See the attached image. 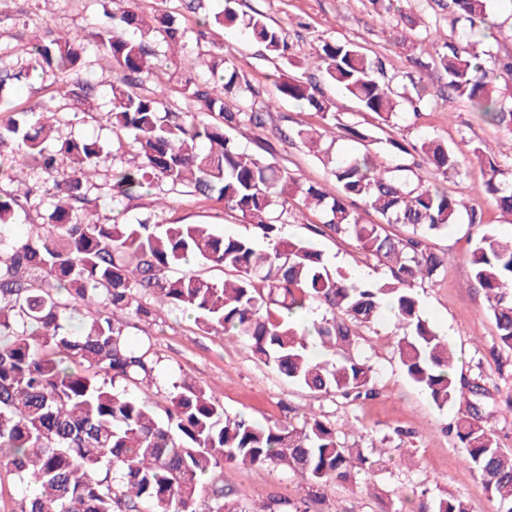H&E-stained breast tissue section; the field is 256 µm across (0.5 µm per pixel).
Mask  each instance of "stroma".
<instances>
[{
  "instance_id": "1",
  "label": "stroma",
  "mask_w": 512,
  "mask_h": 512,
  "mask_svg": "<svg viewBox=\"0 0 512 512\" xmlns=\"http://www.w3.org/2000/svg\"><path fill=\"white\" fill-rule=\"evenodd\" d=\"M232 6L244 14L262 13L282 27L295 45L297 58L309 57L322 40H348L381 55L388 71L397 74L402 84L422 79L436 93L432 106L419 116L405 117L392 129V136L412 142L434 136L463 155L480 143L496 150L512 149L511 131L484 124L465 103L438 95L436 75L420 73L413 63L419 49L409 41L398 44V32L380 22L368 0H233ZM101 11V0H0V50L11 61L25 57L26 44L20 34L26 28L48 26L79 32L80 42L93 60L89 76L98 86L96 109L79 115L64 112L57 129L63 137L98 140L105 149L100 167L107 171L112 167L114 135L102 108L114 73L97 57V18ZM215 40L225 55L236 58L259 100L274 94L273 82L287 71L286 63L263 56L235 29L218 30ZM301 125L319 129L323 122L299 104L284 101L269 113L264 127H241L236 139L254 154L271 150L278 165L301 180H329V169L322 161L301 144L279 138V131ZM482 180L476 165L449 177L448 191L480 206L484 223L452 224L431 237V247L447 255L448 263L418 293L425 316L453 347L459 373L481 380L485 389L481 424L492 430L501 448L512 452V408L504 403L512 396V350L500 344L495 323L485 310V294L466 261L484 227L511 237L512 224L503 221L495 205L481 195ZM157 197L153 189L116 207L104 196L90 203L89 216L101 223L115 218L134 223L147 218L155 224H209L215 231L231 235L254 232L216 199L171 193L161 206ZM318 221V215L307 213L304 218L289 220L284 233L290 238L312 239L331 266L378 281L386 278V269L365 257L356 241L328 233L312 235L310 227ZM155 310L152 324L131 320L128 334L136 342L150 338L160 377L156 386L148 389L128 386L130 396L163 407L174 381L185 378L202 382L223 403L228 415H242L260 424L298 425L305 416L315 414L335 425L346 446L363 449L375 461L370 480L331 487L324 499L313 505L312 512H379L384 505L389 512H423L431 500L450 495L463 498L470 512H497V504L482 480L466 465L460 443L448 432L449 423L460 414L459 405L437 407L407 379L396 354L389 318H380L363 330L356 348L357 355L373 366L379 394L352 400L289 383L254 357L243 338L208 331L195 323L190 312L160 303ZM224 484L244 491L248 503L259 505L280 498L305 500L310 492L300 475L267 465L227 466Z\"/></svg>"
}]
</instances>
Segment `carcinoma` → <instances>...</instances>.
<instances>
[{"mask_svg":"<svg viewBox=\"0 0 512 512\" xmlns=\"http://www.w3.org/2000/svg\"><path fill=\"white\" fill-rule=\"evenodd\" d=\"M370 2L383 23L416 30L417 19L401 0ZM493 2L426 0L452 16L453 26L439 39L428 29L417 33L427 59L413 63L442 73L448 96L467 103L486 123L511 130L512 53L500 55L488 42L504 26ZM103 16L98 58L116 72L105 120L116 137L112 153L118 163L101 184L93 182L103 152L98 141L62 138L42 121L43 113L18 112L13 102L16 83L50 71L61 99L91 104L97 89L84 78L91 61L77 38L45 28L28 39L27 58L13 65L0 58V112L19 115L0 124V148L11 146L0 175L11 182L33 168L44 175L41 186L29 185L21 196L0 193V230L13 223L22 205L46 207L44 222L31 225L27 236L8 244L0 238V465L36 486L21 512H199L206 485L208 512H270L268 505L252 510L237 492L224 489V465L282 466L317 494L374 470L373 461L345 446L335 426L316 416L298 426L231 417L203 384L186 380L173 385L163 416L128 396L118 385H149L158 366L150 341L134 344L126 331L132 318L153 319L146 294L193 311L208 331L244 337L252 354L288 382L355 399L374 396L376 387L374 369L353 346L390 302L404 373L438 407L466 405L452 431L501 512H512V453L479 424L475 398L484 388L478 378L457 376L453 348L424 317L417 292L448 262L432 251L429 237L461 217L483 223L481 209L440 185L462 169L456 152L435 138L412 143L389 137L387 166L368 151L334 158L321 149L329 129L363 147L372 132L343 120L317 84L289 75L276 83L278 96L311 109L324 129L298 128L288 140L327 157L334 188L306 183L241 150L233 131L264 125L266 113L255 108L256 94L234 60L209 50L197 55L211 78L178 77L192 104L185 111L168 107L165 88H142L174 65L160 57L159 43H210L216 27H242L265 53L295 67L283 28L260 13L240 15L229 6L194 28L182 25L173 11L146 16L137 0H123L117 13L105 8ZM310 67L359 111L373 114L380 130L401 109L416 116L434 98L420 82L410 90L402 86L383 58L358 43L324 40ZM228 94L243 106L228 108ZM128 143L135 150L131 162L121 160ZM471 153L484 171L482 191L511 224L512 154L502 159L484 145ZM415 156L420 161L407 163ZM422 167L434 182L415 176ZM164 186L216 197L255 234H219L204 224H103L81 216L94 190L117 204ZM301 208L318 212L315 233L354 239L390 277L355 278L329 266L311 241L285 236L288 210ZM370 211L380 222L364 220ZM390 224H405L410 232L392 235ZM191 261L223 268L224 278L178 271ZM468 263L486 294L499 341L512 350V238L485 232ZM314 308L323 313L309 328L302 316ZM311 335L332 359L312 354ZM428 512H468V506L458 497H442Z\"/></svg>","mask_w":512,"mask_h":512,"instance_id":"cac0c4a2","label":"carcinoma"}]
</instances>
